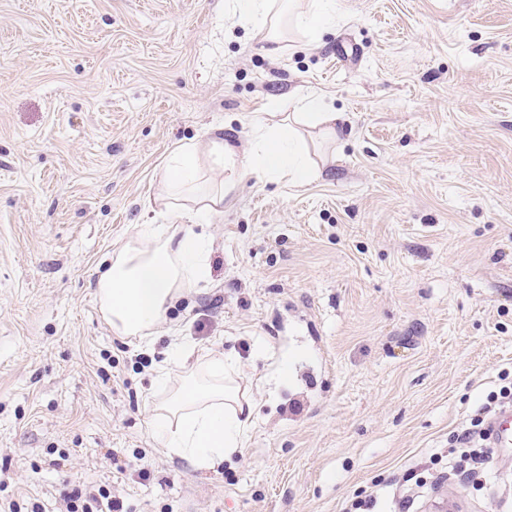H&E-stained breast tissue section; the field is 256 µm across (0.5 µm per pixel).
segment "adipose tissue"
<instances>
[{
  "label": "adipose tissue",
  "instance_id": "1",
  "mask_svg": "<svg viewBox=\"0 0 512 512\" xmlns=\"http://www.w3.org/2000/svg\"><path fill=\"white\" fill-rule=\"evenodd\" d=\"M328 2L306 0L289 14L286 0H235L234 11L269 41H278L287 24L316 43L329 23ZM338 119L322 97H295L252 117L244 149L225 145L220 136L181 142L167 159L156 195L173 223L142 225L113 249L99 274L96 300L113 333L151 343L176 303L209 277L212 243L193 231L196 217L223 213L225 198L248 176L297 185L318 179L321 169L302 147L300 129L317 127L333 139ZM237 366L234 355L207 356L152 408L150 421L167 455L210 470L244 447L254 400L234 379Z\"/></svg>",
  "mask_w": 512,
  "mask_h": 512
}]
</instances>
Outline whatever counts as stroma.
Masks as SVG:
<instances>
[{
    "mask_svg": "<svg viewBox=\"0 0 512 512\" xmlns=\"http://www.w3.org/2000/svg\"><path fill=\"white\" fill-rule=\"evenodd\" d=\"M231 6L0 0V503L64 512L75 479L132 512H512V447L471 488L450 444L512 375V0H333L321 42L275 54ZM298 93L342 115L337 141L303 132L321 176L244 179L169 313L257 404L198 471L150 426L167 330L114 335L96 270L168 223L142 202L179 143L241 147Z\"/></svg>",
    "mask_w": 512,
    "mask_h": 512,
    "instance_id": "35a3bbf8",
    "label": "stroma"
}]
</instances>
